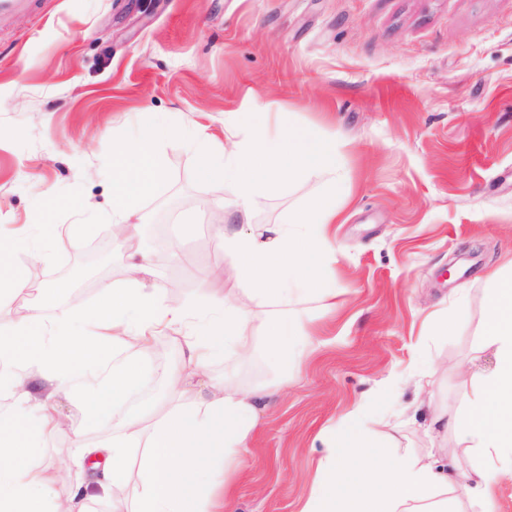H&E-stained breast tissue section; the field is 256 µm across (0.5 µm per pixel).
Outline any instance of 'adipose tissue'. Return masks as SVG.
Wrapping results in <instances>:
<instances>
[{"instance_id": "1", "label": "adipose tissue", "mask_w": 512, "mask_h": 512, "mask_svg": "<svg viewBox=\"0 0 512 512\" xmlns=\"http://www.w3.org/2000/svg\"><path fill=\"white\" fill-rule=\"evenodd\" d=\"M137 140L117 143L113 151L112 221L128 223L143 197L163 175L161 141L179 128L140 117ZM238 140L212 141L203 131L192 137L201 156L200 175L224 190L245 211L271 190L279 170L305 179L326 174L322 192L289 212L285 222L260 233L213 226L225 252L234 256L232 272L251 286L258 303L275 307L273 316L256 319L252 311L209 295L210 319L194 320L191 310L170 301L146 282L148 256L132 248L127 256L126 287L103 285L92 306L47 319L56 295L41 288L20 326L0 336V512H75L74 500H50L47 491L61 472L41 465L40 442L56 433L61 420L51 401L64 392L79 402L87 420L103 417L133 394L139 384L141 357L164 331L182 327L185 372H172L171 389L186 393L188 377L209 372L215 349L236 358L252 357L265 340L271 361L287 369L300 337L310 335V321L290 315L294 291L327 301L335 297L326 257L331 226L348 196V179L340 166L336 141L302 130L271 134L262 122ZM483 334L494 351L490 371L476 376L464 410L447 419L432 410L431 425L452 426L460 443L481 458L465 481H458L449 453L393 457L378 449L367 403H360L321 436L330 448L320 461L309 498L298 512H447L439 495L455 489L471 512H496L493 486L512 475V271L489 274ZM208 398L177 405L160 420L126 418L112 439L83 447L79 457L105 455L92 482L100 497L125 491L130 512H230L235 478L257 429L267 395L265 386L245 387L233 376L211 381ZM140 458L137 480L127 462Z\"/></svg>"}]
</instances>
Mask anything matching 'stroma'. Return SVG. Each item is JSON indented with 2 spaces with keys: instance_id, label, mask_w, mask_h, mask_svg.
Instances as JSON below:
<instances>
[{
  "instance_id": "35a3bbf8",
  "label": "stroma",
  "mask_w": 512,
  "mask_h": 512,
  "mask_svg": "<svg viewBox=\"0 0 512 512\" xmlns=\"http://www.w3.org/2000/svg\"><path fill=\"white\" fill-rule=\"evenodd\" d=\"M253 103L270 133L336 137L350 195L333 226L336 307L299 303L317 331L297 364L282 373L260 354L211 365L212 376L271 392L234 512H298L327 453L319 432L366 397L375 436L395 455L451 448L468 470L473 451L432 431L428 408L461 412L472 375L494 365L483 329L487 276L512 259V0H37L0 22V232L40 223L47 201L66 200L53 222L71 244L42 259L21 243L16 255L63 308L91 305L101 285L128 281L127 241L112 231L114 143L136 136L146 111L220 141ZM161 153L165 176L131 219L157 224L144 245L149 283L178 303L218 291L255 309L209 225L282 223L321 179L278 171L241 214L199 180L187 139ZM92 245L111 251L112 267L71 287ZM218 266L223 278L208 277ZM460 301L463 315L441 330ZM181 367L171 332L145 357L137 391L98 422L66 393L54 397L62 428L42 441L40 461L64 473L58 499L97 463L61 449L110 438L132 412L163 417L180 400L166 377Z\"/></svg>"
}]
</instances>
